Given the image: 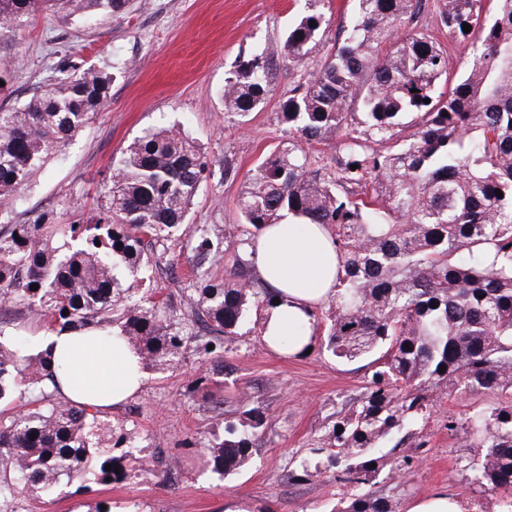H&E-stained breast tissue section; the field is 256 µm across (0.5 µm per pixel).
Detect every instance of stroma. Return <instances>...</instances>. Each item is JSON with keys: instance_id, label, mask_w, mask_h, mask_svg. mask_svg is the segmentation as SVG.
<instances>
[{"instance_id": "obj_1", "label": "stroma", "mask_w": 512, "mask_h": 512, "mask_svg": "<svg viewBox=\"0 0 512 512\" xmlns=\"http://www.w3.org/2000/svg\"><path fill=\"white\" fill-rule=\"evenodd\" d=\"M357 0H320L331 24L304 63L283 61L289 26L309 9V0H131L108 19L68 20L42 14L33 24L0 33V111L11 110L51 83L62 65L94 67L109 76L107 101L37 173L4 224H24L45 215L57 224H89L105 202L113 160L144 131L179 124L203 146L210 175L188 216L212 239L240 223L237 199L243 181L262 154L288 145L277 119L289 91L320 69ZM417 25L448 51L450 73L473 59V41L449 36L432 5ZM264 54L273 67V90L262 108L240 116L224 108V79L236 62ZM232 176H225V164ZM265 308L250 310L236 342L224 352L207 389L189 394L202 370L193 351L160 371L148 369L140 392L101 420L123 428L141 446L128 480L85 493L72 483L54 498L27 493L10 501L11 512H88L91 499L111 501L112 512H332L346 497L321 446L341 404L361 391V362L336 360L313 343L310 354L281 357L263 342ZM496 394L439 397L415 472L404 484L380 481L399 512L436 493L469 502L457 459L464 448L449 438L443 422L497 403ZM260 427H253L254 413ZM254 431L256 446L236 473L219 475L188 448L193 439L220 441L227 428Z\"/></svg>"}]
</instances>
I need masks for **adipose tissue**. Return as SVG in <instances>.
<instances>
[{"mask_svg":"<svg viewBox=\"0 0 512 512\" xmlns=\"http://www.w3.org/2000/svg\"><path fill=\"white\" fill-rule=\"evenodd\" d=\"M254 266L278 299L263 320V340L275 353H302L313 341L311 313L334 294L342 273L328 229L286 215L259 233ZM38 348L46 352L63 398L98 410L120 407L146 376L140 355L114 330L49 331Z\"/></svg>","mask_w":512,"mask_h":512,"instance_id":"obj_1","label":"adipose tissue"}]
</instances>
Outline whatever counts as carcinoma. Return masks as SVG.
Masks as SVG:
<instances>
[{
  "mask_svg": "<svg viewBox=\"0 0 512 512\" xmlns=\"http://www.w3.org/2000/svg\"><path fill=\"white\" fill-rule=\"evenodd\" d=\"M358 2L334 52L279 112L294 140L338 138L333 165H318L295 143L269 153L239 194L242 223L224 225V248L203 228L190 243L196 269L230 257L234 279L196 274L181 289L177 319L169 295L132 300L170 264L165 242L185 224L204 179L201 144L170 126L145 131L113 164L94 224L40 216L0 226V309H18L48 331H107L118 322L144 364L159 369L173 366L189 343L212 360L236 340L251 308L273 303L248 259L260 231L284 211L326 224L343 275L314 323L333 357L368 360L362 391L336 413L322 446L336 482L352 490L342 512H398L374 480L386 466L391 480L415 471L419 449L429 444L430 405L453 392L501 395L490 409L448 416L443 427L470 449L458 465L471 492L495 493L499 512H512V0H495L491 15L484 0H433L451 37L475 40V57L458 78L448 75L447 50L433 36L402 30L422 0ZM128 6L0 0V31L44 11L112 16ZM329 23L316 9L301 16L288 29L284 60L304 62ZM108 84L94 68H61L50 87L0 111V213L84 128ZM270 84L263 54L242 61L224 79L227 111L259 109ZM52 376L42 354L18 336L0 335V405L8 406L0 410V503L20 487L50 496L75 481L120 482L135 459L133 440L112 437V424L89 407L59 399L49 389ZM227 433L201 445L221 475L254 447V434ZM396 433L393 448L413 452L389 464L374 448ZM114 448L125 452L114 456Z\"/></svg>",
  "mask_w": 512,
  "mask_h": 512,
  "instance_id": "1",
  "label": "carcinoma"
}]
</instances>
